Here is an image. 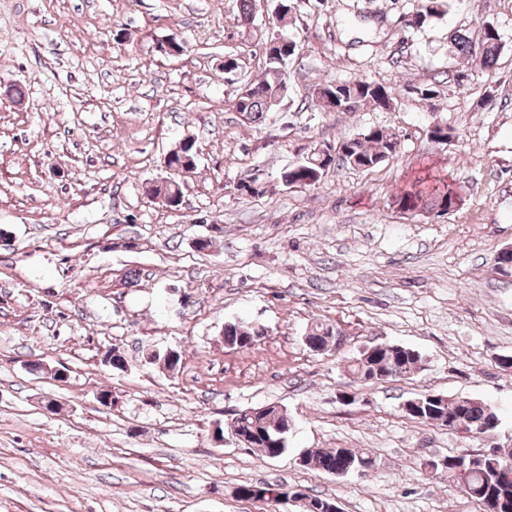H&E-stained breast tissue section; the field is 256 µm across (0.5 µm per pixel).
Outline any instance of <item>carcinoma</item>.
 Masks as SVG:
<instances>
[{
	"mask_svg": "<svg viewBox=\"0 0 512 512\" xmlns=\"http://www.w3.org/2000/svg\"><path fill=\"white\" fill-rule=\"evenodd\" d=\"M279 18L278 24L266 28L256 36L257 45L263 53L264 73L261 78L250 81L238 90V93L227 100L228 106L243 118L256 122L266 112L278 107L277 101L283 100L285 86L288 85L290 74L287 63L290 57L300 52V45L284 31L281 22L294 9V0H275ZM452 7L451 0H421L417 13L411 16L408 24L421 27L435 19L443 17ZM449 52L456 58L458 66L456 82L465 86L472 74V61L480 58L484 68L491 72L501 50V42L496 27L486 23L477 39L462 33L450 36ZM323 103L319 108L325 112H356L364 106L374 109L390 110L394 97L384 85L367 79L327 80L318 85ZM397 134L388 129L370 128L353 137L345 138L336 143L335 156L331 157L330 165H346L359 169H372L379 166L399 148ZM317 148H312L300 161L286 167L280 173L279 182L285 188H306L319 184L325 170L318 164ZM147 193L164 201L180 205L182 190L176 176L171 174L159 182L147 187ZM464 199L445 183L441 186L429 185L420 179L409 189L395 197V204L407 212L416 210H435L444 207L460 209ZM266 330L262 325L244 324L228 321L222 328L224 344L233 348L249 349L256 345L255 336H263ZM339 334L338 329L326 322H313L305 330L308 342L315 349L322 350L328 344V337ZM422 365V357L413 348L388 342L377 344L373 353L365 350L353 358L349 371L352 378L361 382L376 372L385 370L393 374V378H405L417 371ZM422 403L405 411V414L425 425L435 422L445 425V418L454 412L457 405L463 407V418L468 429L474 434L488 431L489 420L496 416V411L485 402L471 397H454L441 394L418 395ZM288 418L271 405L264 410L251 413L247 409L238 410L233 414L227 425L228 431L251 430L258 437L257 451L268 459H275L287 450L286 434L275 432L281 423ZM313 470L335 474L351 466L355 472H368L376 467V460L366 452H355L348 448L314 449L310 451ZM455 455L446 456L447 463L434 470L436 475H446L448 479L463 488V492L478 505H483L488 498L494 497L507 504L508 512H512V481L505 484L500 481L499 473L505 468L512 469V453H505L493 448L491 452L479 454L470 459L469 464L461 468L453 462ZM253 485L244 484L240 491L247 497L254 498L266 505L265 512H288L294 507L297 512H328V506L334 501L314 494H304L308 505L295 502L293 495L296 487L284 484L277 485L278 495L271 499L256 496Z\"/></svg>",
	"mask_w": 512,
	"mask_h": 512,
	"instance_id": "cac0c4a2",
	"label": "carcinoma"
}]
</instances>
